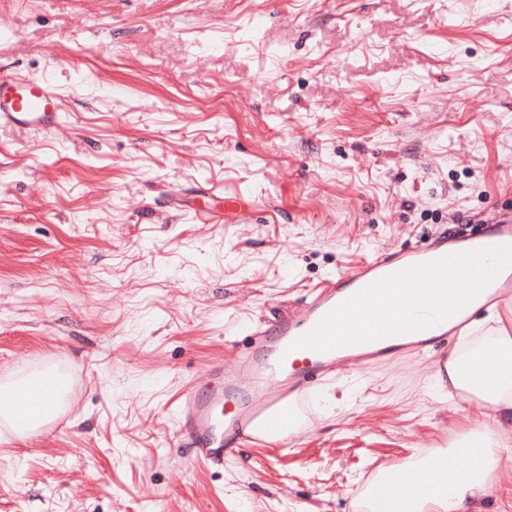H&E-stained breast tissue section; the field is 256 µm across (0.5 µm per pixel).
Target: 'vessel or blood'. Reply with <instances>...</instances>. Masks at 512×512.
I'll return each mask as SVG.
<instances>
[{
    "label": "vessel or blood",
    "instance_id": "obj_1",
    "mask_svg": "<svg viewBox=\"0 0 512 512\" xmlns=\"http://www.w3.org/2000/svg\"><path fill=\"white\" fill-rule=\"evenodd\" d=\"M59 94L46 79L0 75V127H20L49 132L60 125ZM512 246V224L500 222L490 232L465 240L441 238L434 245L412 249L392 257L366 262L349 279H337L314 295L295 321L282 319L256 329L250 347L240 360L241 376L225 381L215 374L205 394L185 392L178 404L180 428L189 433L194 458L214 468L224 466L225 447L245 439L256 443L290 444V429L297 409L314 413L317 385L322 376L342 362L374 359L390 351L389 339L348 345L325 352L296 347L297 339L321 319L363 288L411 266L478 249ZM245 393L264 392L258 403H229L226 389Z\"/></svg>",
    "mask_w": 512,
    "mask_h": 512
}]
</instances>
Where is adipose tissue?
Returning <instances> with one entry per match:
<instances>
[{
	"mask_svg": "<svg viewBox=\"0 0 512 512\" xmlns=\"http://www.w3.org/2000/svg\"><path fill=\"white\" fill-rule=\"evenodd\" d=\"M495 325L492 336L469 352H451L445 370L437 376L439 389L464 392L484 409V420L451 444L447 454L410 457L386 465L385 470L412 484L411 495L377 499L374 512H478L482 501L512 460V299L501 298L489 308ZM49 375L0 386V412L7 424L22 436L37 423L48 422L57 412L46 402L39 416H32L25 399L52 387Z\"/></svg>",
	"mask_w": 512,
	"mask_h": 512,
	"instance_id": "obj_1",
	"label": "adipose tissue"
}]
</instances>
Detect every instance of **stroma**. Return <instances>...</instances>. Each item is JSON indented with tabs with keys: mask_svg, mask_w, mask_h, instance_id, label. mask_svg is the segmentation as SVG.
I'll return each instance as SVG.
<instances>
[{
	"mask_svg": "<svg viewBox=\"0 0 512 512\" xmlns=\"http://www.w3.org/2000/svg\"><path fill=\"white\" fill-rule=\"evenodd\" d=\"M0 384L64 406L0 443V512H354L481 406L423 394L488 325L321 384L288 447L187 465L177 401L364 261L512 217V0H0ZM221 212L201 224L195 209ZM57 89L46 79L0 75V127L49 132L61 124Z\"/></svg>",
	"mask_w": 512,
	"mask_h": 512,
	"instance_id": "35a3bbf8",
	"label": "stroma"
}]
</instances>
